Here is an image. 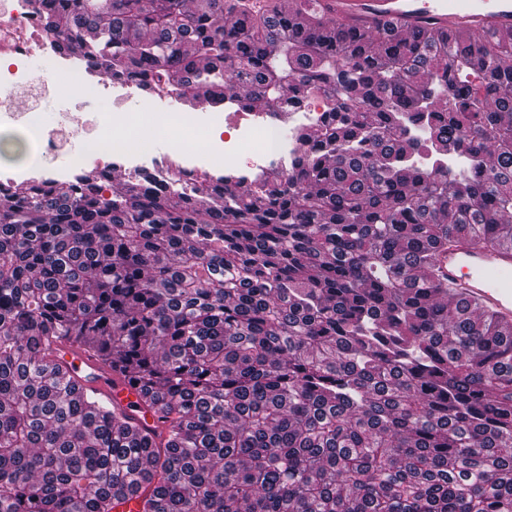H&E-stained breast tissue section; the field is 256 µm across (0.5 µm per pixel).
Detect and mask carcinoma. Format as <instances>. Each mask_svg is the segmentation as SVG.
Listing matches in <instances>:
<instances>
[{"instance_id": "carcinoma-1", "label": "carcinoma", "mask_w": 512, "mask_h": 512, "mask_svg": "<svg viewBox=\"0 0 512 512\" xmlns=\"http://www.w3.org/2000/svg\"><path fill=\"white\" fill-rule=\"evenodd\" d=\"M34 0L98 74L232 99L312 151L288 181L162 161L0 208V512H512V327L436 259L512 240V34L360 33L297 0ZM469 168L448 166L450 157ZM90 343L148 433L45 360Z\"/></svg>"}]
</instances>
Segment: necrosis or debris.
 Returning a JSON list of instances; mask_svg holds the SVG:
<instances>
[{
    "label": "necrosis or debris",
    "mask_w": 512,
    "mask_h": 512,
    "mask_svg": "<svg viewBox=\"0 0 512 512\" xmlns=\"http://www.w3.org/2000/svg\"><path fill=\"white\" fill-rule=\"evenodd\" d=\"M49 59L53 77H37L32 63ZM89 62L60 49L34 14L29 0H0V121L16 128L40 125L46 99L66 83L87 80ZM93 126L79 112H62L35 145L38 169L52 171L67 155L72 139L92 133Z\"/></svg>",
    "instance_id": "necrosis-or-debris-1"
}]
</instances>
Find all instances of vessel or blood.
<instances>
[{"label": "vessel or blood", "instance_id": "1", "mask_svg": "<svg viewBox=\"0 0 512 512\" xmlns=\"http://www.w3.org/2000/svg\"><path fill=\"white\" fill-rule=\"evenodd\" d=\"M319 9L337 24L360 30L392 23L436 32L512 33V0H320ZM437 267L455 296L512 325V244L481 247L461 241L439 255ZM47 355L69 373L77 395L99 396L141 429L161 426L160 414L143 407L137 387L103 364L89 347L54 341Z\"/></svg>", "mask_w": 512, "mask_h": 512}]
</instances>
